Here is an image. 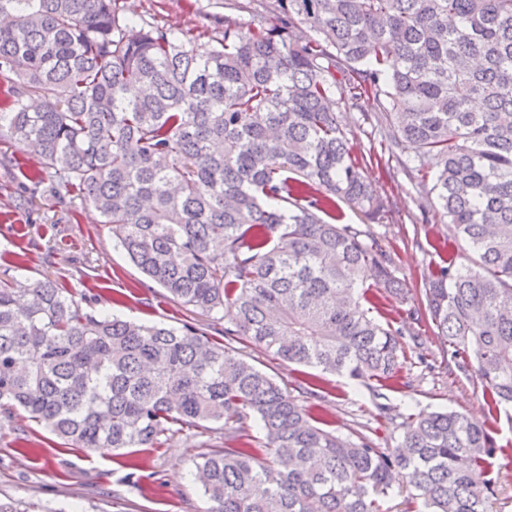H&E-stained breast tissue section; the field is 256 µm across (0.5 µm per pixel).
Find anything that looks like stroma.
<instances>
[{
    "instance_id": "obj_1",
    "label": "stroma",
    "mask_w": 512,
    "mask_h": 512,
    "mask_svg": "<svg viewBox=\"0 0 512 512\" xmlns=\"http://www.w3.org/2000/svg\"><path fill=\"white\" fill-rule=\"evenodd\" d=\"M126 13L172 32L194 31L207 45L222 29V17L248 26L251 16L215 0H126ZM375 101L344 110L340 121L362 152L379 140L373 120ZM38 161L13 141L0 139V282L24 288L51 278L81 298L85 310L110 313L143 323L210 329L209 317L191 312L144 275L117 246L110 225L81 198L57 203L49 193L23 196L27 173ZM364 176L378 189L387 207L369 218L339 203V221L359 225L390 254L391 269L408 288L406 301L389 299L385 315L404 321L407 331L421 333L422 351L432 370L407 371V385L384 387L382 399L359 382L313 368L285 365L257 349L238 345L249 363L271 376L305 406L325 413L337 435L356 437L365 428L391 437V420L379 405L416 410H448L488 425L497 445H512V423L488 421L483 384L475 371L446 363L426 316L418 315V297L429 269L455 262L469 264L470 251L456 237L446 217L434 213L430 197L421 195L397 163L371 164ZM196 451L175 437L161 448H127L103 456L85 448H67L45 427L23 416L0 413V501L21 507L44 505L53 512H206L207 501L191 475Z\"/></svg>"
}]
</instances>
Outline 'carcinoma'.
<instances>
[{
	"label": "carcinoma",
	"mask_w": 512,
	"mask_h": 512,
	"mask_svg": "<svg viewBox=\"0 0 512 512\" xmlns=\"http://www.w3.org/2000/svg\"><path fill=\"white\" fill-rule=\"evenodd\" d=\"M124 0H0V136L111 225L173 300L220 323L142 324L84 310L46 278L0 283V411L23 410L71 448H161L224 437L195 457L206 512H491L506 452L457 412L409 413L400 441L343 439L238 355L398 383L404 325L361 298L372 265L406 300L391 258L336 200L384 199L338 113L370 97L381 153L477 256L429 271L424 313L443 353L475 367L490 414L512 421V0H262L247 29L204 47Z\"/></svg>",
	"instance_id": "1"
}]
</instances>
